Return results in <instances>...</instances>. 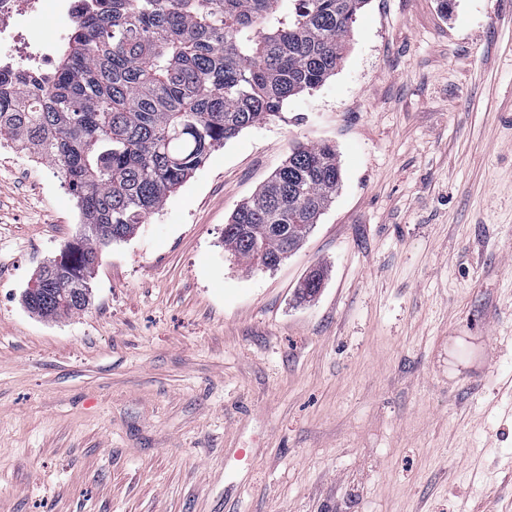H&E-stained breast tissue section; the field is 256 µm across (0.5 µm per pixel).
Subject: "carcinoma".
I'll list each match as a JSON object with an SVG mask.
<instances>
[{
	"instance_id": "1",
	"label": "carcinoma",
	"mask_w": 512,
	"mask_h": 512,
	"mask_svg": "<svg viewBox=\"0 0 512 512\" xmlns=\"http://www.w3.org/2000/svg\"><path fill=\"white\" fill-rule=\"evenodd\" d=\"M49 73L0 84V137L41 149L76 195L81 229L41 267L26 307L83 310L103 248L162 207L218 145L336 74L368 0H88ZM336 147L297 144L224 225L260 270L290 254L336 195Z\"/></svg>"
}]
</instances>
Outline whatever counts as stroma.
Returning a JSON list of instances; mask_svg holds the SVG:
<instances>
[{
    "label": "stroma",
    "instance_id": "1",
    "mask_svg": "<svg viewBox=\"0 0 512 512\" xmlns=\"http://www.w3.org/2000/svg\"><path fill=\"white\" fill-rule=\"evenodd\" d=\"M322 142L333 203L250 271L225 224ZM80 221L0 151V512H512V0H369L334 76L104 249L87 309L31 313Z\"/></svg>",
    "mask_w": 512,
    "mask_h": 512
}]
</instances>
